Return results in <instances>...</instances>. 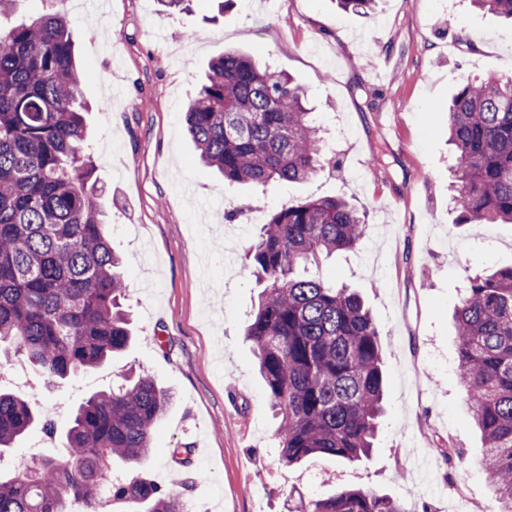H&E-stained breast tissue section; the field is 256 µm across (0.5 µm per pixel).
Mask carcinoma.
I'll return each mask as SVG.
<instances>
[{"label": "carcinoma", "instance_id": "obj_1", "mask_svg": "<svg viewBox=\"0 0 512 512\" xmlns=\"http://www.w3.org/2000/svg\"><path fill=\"white\" fill-rule=\"evenodd\" d=\"M26 22L0 23V354L64 380L124 352L132 332L120 299L122 257L104 232L83 117L82 73L63 0ZM366 14L374 0H336ZM512 20V0H473ZM455 226L512 224V77L464 78L448 103ZM200 163L230 184L301 183L334 156L306 93L250 56L213 58L186 111ZM368 224L341 197L287 202L251 245L265 284L246 336L276 416L287 466L323 454L371 455L382 414V346L370 311L309 268L356 251ZM457 375L484 447L497 512H512V265L468 278L454 308ZM171 394L139 375L92 394L63 437L65 459L0 469V512H182L181 499L136 470ZM56 430L29 399L0 390V457L32 428ZM302 512H404L345 488Z\"/></svg>", "mask_w": 512, "mask_h": 512}]
</instances>
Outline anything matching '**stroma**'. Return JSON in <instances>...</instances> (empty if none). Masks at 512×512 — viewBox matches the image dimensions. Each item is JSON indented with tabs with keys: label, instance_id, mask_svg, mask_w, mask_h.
Instances as JSON below:
<instances>
[{
	"label": "stroma",
	"instance_id": "35a3bbf8",
	"mask_svg": "<svg viewBox=\"0 0 512 512\" xmlns=\"http://www.w3.org/2000/svg\"><path fill=\"white\" fill-rule=\"evenodd\" d=\"M452 13H445V6ZM377 0L368 14L334 0H67L84 72L108 234L124 256L135 339L97 368L50 382L32 377L36 407L66 426L73 410L132 373L172 395L143 474L214 512H298L344 487L370 489L406 512H446L463 491L471 512L490 500L482 442L455 374L453 308L469 276L512 265V224L455 226L445 109L469 76H512V24L469 0ZM238 49L306 91L336 163L304 183L235 186L201 165L184 112L211 59ZM342 196L366 212L358 254L316 270L356 289L383 342L385 411L371 456L315 455L285 466L255 369L246 320L261 290L249 247L288 200ZM235 205L250 220L225 219ZM187 444L191 461L170 450ZM458 448L446 464L439 448ZM219 478L210 486L203 470Z\"/></svg>",
	"mask_w": 512,
	"mask_h": 512
}]
</instances>
